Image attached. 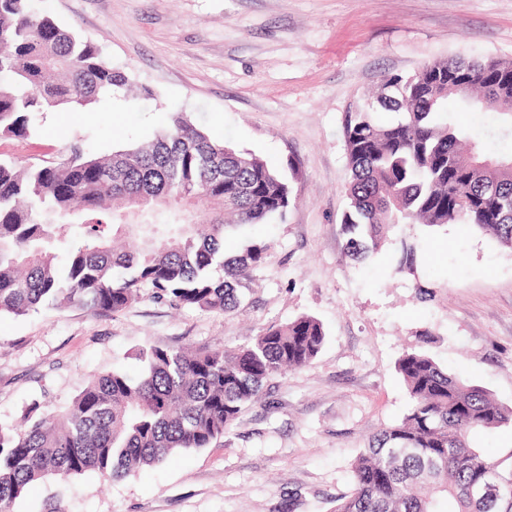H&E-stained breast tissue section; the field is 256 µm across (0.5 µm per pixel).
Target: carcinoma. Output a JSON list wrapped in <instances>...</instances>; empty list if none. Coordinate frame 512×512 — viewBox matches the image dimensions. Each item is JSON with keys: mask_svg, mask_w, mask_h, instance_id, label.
<instances>
[{"mask_svg": "<svg viewBox=\"0 0 512 512\" xmlns=\"http://www.w3.org/2000/svg\"><path fill=\"white\" fill-rule=\"evenodd\" d=\"M33 0H0V136L26 139L37 114L89 105L128 77L101 50L35 12ZM455 95L512 125V60L449 57L414 74L386 76L345 113L351 178L341 223L364 260L402 224H465L512 250V154L488 156L448 120ZM379 110L393 121H376ZM292 201L290 183L259 156L212 140L181 113L153 140L95 157L75 143L67 158L20 168L0 158V313L25 316L57 303L117 313L149 287L175 305L224 314L241 303L240 280L265 262L252 243L224 259L227 229L264 224ZM63 224H81L68 245ZM137 232L118 251L110 235ZM401 242L397 270L416 266ZM223 275L215 278L212 271ZM322 323L308 315L261 328L246 346L138 352L143 370L89 378L58 414L32 404L18 427L0 426V512H14L34 483L95 472L120 480L180 451L209 447L259 398L264 382L320 353ZM408 412L374 434L355 459L354 487L333 512H512V454L483 456L480 430L512 424V407L410 349L396 362ZM493 470L509 496L480 501L471 486Z\"/></svg>", "mask_w": 512, "mask_h": 512, "instance_id": "1", "label": "carcinoma"}]
</instances>
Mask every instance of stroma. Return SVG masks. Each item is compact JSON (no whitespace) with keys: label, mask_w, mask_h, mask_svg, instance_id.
Returning a JSON list of instances; mask_svg holds the SVG:
<instances>
[{"label":"stroma","mask_w":512,"mask_h":512,"mask_svg":"<svg viewBox=\"0 0 512 512\" xmlns=\"http://www.w3.org/2000/svg\"><path fill=\"white\" fill-rule=\"evenodd\" d=\"M96 45L129 79L95 104L48 112L0 156L67 155L72 139L104 155L153 138L180 112L215 138L285 173L284 218L229 230L226 249L268 244L242 281L240 306L217 314L157 300L118 313L77 305L0 315V425L31 402L68 407L91 376L142 369L150 346H243L260 327L317 318L325 344L274 375L210 447L180 452L118 481L88 472L34 485L15 512H332L352 463L396 423L409 397L395 364L422 349L464 382L512 406V251L461 224H404L414 274L387 249L357 262L341 224L350 178L342 121L382 77L461 55L512 58V0H34ZM448 116L488 153H511L499 117L456 99Z\"/></svg>","instance_id":"stroma-1"}]
</instances>
